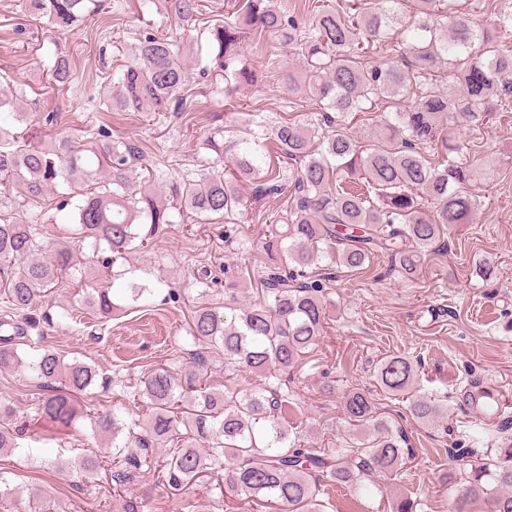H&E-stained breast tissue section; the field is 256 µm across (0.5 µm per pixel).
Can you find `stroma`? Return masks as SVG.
Segmentation results:
<instances>
[{
    "label": "stroma",
    "mask_w": 512,
    "mask_h": 512,
    "mask_svg": "<svg viewBox=\"0 0 512 512\" xmlns=\"http://www.w3.org/2000/svg\"><path fill=\"white\" fill-rule=\"evenodd\" d=\"M200 3L192 25L182 28L165 0L151 5L103 0L102 10L59 35L22 12L20 0H0V75L21 80L27 102L17 131L36 139L66 136L82 148L91 141L92 128L101 125L113 138L138 139L150 162L175 173L209 157L204 142L215 133L234 141L255 130L256 119L272 125L314 112L315 104L306 95L289 94L285 78L296 61L271 35L243 47V60L259 72L261 83L225 85L224 72L214 61V32L224 18V0ZM146 31L181 43L192 74L182 110L159 121L148 112L100 111L99 102L111 94L113 72L133 57ZM62 56L72 63V81L54 87L48 71ZM43 112L55 113L56 125H39ZM455 136L479 173L473 190L480 207L471 223L453 226L412 278L391 270L384 255L364 270L334 265L327 324L291 377L293 425L316 445L332 448L352 438L354 428L340 402L345 392L360 389L371 392L379 412L400 426L417 450L398 479L373 476L361 489L326 482L327 512H376L379 504L401 493L417 501V512H452L449 446L461 444L480 458L498 435L512 436V416L485 419L461 404L464 393L477 384L512 389V112L491 107L484 120L457 129ZM240 191L247 202L236 244L225 243L223 225L187 218L155 235L147 249L129 254L127 266L135 278L155 286L154 294L138 307L104 318L77 306L76 287L88 289L99 281L89 248L84 251L89 262L82 281L59 280L25 313L0 301V320L25 328L21 355L30 360L48 348L66 359L95 364L102 380L81 396L84 412L115 408L147 419L149 410L135 396L132 383L156 368L178 374L189 370L195 343L188 321L198 302V276L208 272L216 280L211 303L223 304L228 281L240 296L253 295L257 272L267 260L262 243L283 213L284 198L251 200L247 184ZM66 199L62 188L37 202L23 199L14 189H0V213L27 224L42 213L57 214L53 234L65 237L71 227L57 209ZM484 259L494 268L488 279L475 270L476 262ZM390 354L421 359V387L447 406V422L420 424L408 412L407 397H392L377 388L375 368ZM41 393L29 372L0 369V400L10 401L18 419L31 424L19 448L0 457V472H6L13 492L0 502V512H118L110 478L89 482L67 465L92 443L89 421H79L61 442L51 441L46 424L33 421ZM40 488L51 492V502L35 497ZM128 489L143 496L144 512H247L242 497L212 482L175 492L148 475Z\"/></svg>",
    "instance_id": "obj_1"
}]
</instances>
